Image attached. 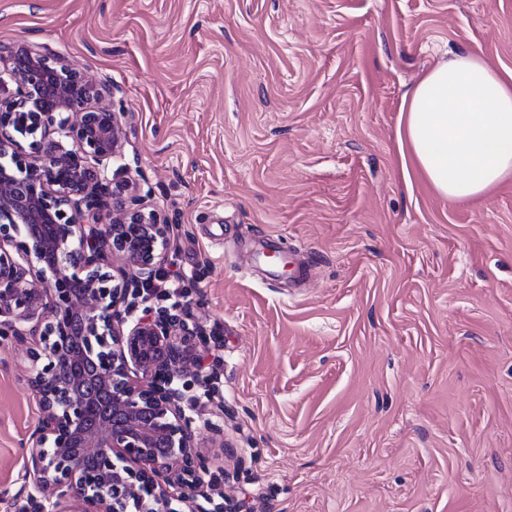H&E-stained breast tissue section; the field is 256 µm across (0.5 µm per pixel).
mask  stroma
Wrapping results in <instances>:
<instances>
[{
	"mask_svg": "<svg viewBox=\"0 0 512 512\" xmlns=\"http://www.w3.org/2000/svg\"><path fill=\"white\" fill-rule=\"evenodd\" d=\"M112 97L109 173L172 224L158 304L216 335L233 512H512V180L465 202L402 159L404 93L512 71V0H0ZM0 340V494L40 410Z\"/></svg>",
	"mask_w": 512,
	"mask_h": 512,
	"instance_id": "stroma-1",
	"label": "stroma"
}]
</instances>
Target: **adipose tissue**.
<instances>
[{
    "instance_id": "obj_1",
    "label": "adipose tissue",
    "mask_w": 512,
    "mask_h": 512,
    "mask_svg": "<svg viewBox=\"0 0 512 512\" xmlns=\"http://www.w3.org/2000/svg\"><path fill=\"white\" fill-rule=\"evenodd\" d=\"M401 144L438 195L468 201L512 179V72L457 53L405 93Z\"/></svg>"
}]
</instances>
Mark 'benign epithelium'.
I'll list each match as a JSON object with an SVG mask.
<instances>
[{
	"instance_id": "benign-epithelium-1",
	"label": "benign epithelium",
	"mask_w": 512,
	"mask_h": 512,
	"mask_svg": "<svg viewBox=\"0 0 512 512\" xmlns=\"http://www.w3.org/2000/svg\"><path fill=\"white\" fill-rule=\"evenodd\" d=\"M3 74L16 89L0 94V337L39 335L27 383L42 410L13 502L25 501L19 512H179L174 501L207 512L199 500L224 498V478L192 423L224 433L211 420L224 413L217 374L200 366L211 335L186 304L147 305L169 224L136 181L102 177L123 151L120 114L26 38L0 46V87ZM188 374L206 399L176 387Z\"/></svg>"
}]
</instances>
